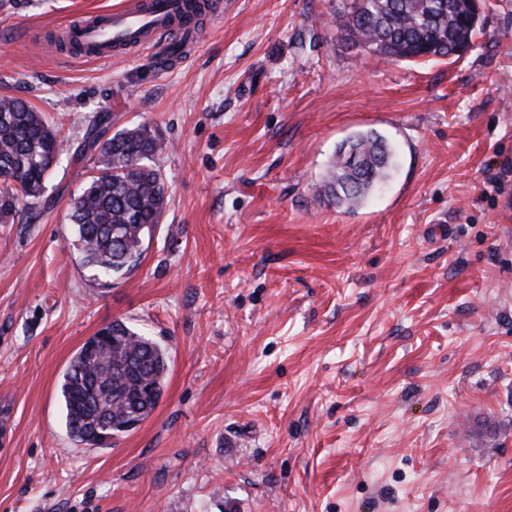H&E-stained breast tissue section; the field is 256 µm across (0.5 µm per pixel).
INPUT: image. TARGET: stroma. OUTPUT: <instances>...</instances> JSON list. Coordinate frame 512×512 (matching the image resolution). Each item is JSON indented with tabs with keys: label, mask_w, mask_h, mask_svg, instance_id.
Masks as SVG:
<instances>
[{
	"label": "stroma",
	"mask_w": 512,
	"mask_h": 512,
	"mask_svg": "<svg viewBox=\"0 0 512 512\" xmlns=\"http://www.w3.org/2000/svg\"><path fill=\"white\" fill-rule=\"evenodd\" d=\"M123 2L0 0V95L67 146L40 218L0 224V512H512V0L452 64L368 54L343 0H208L165 69L55 41ZM97 112L166 142V208L109 281L67 249ZM368 130L387 180L320 196ZM115 320L166 349L164 390L85 446L60 382Z\"/></svg>",
	"instance_id": "1"
}]
</instances>
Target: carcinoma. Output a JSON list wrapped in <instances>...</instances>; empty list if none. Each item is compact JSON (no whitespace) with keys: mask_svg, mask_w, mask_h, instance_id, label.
Instances as JSON below:
<instances>
[{"mask_svg":"<svg viewBox=\"0 0 512 512\" xmlns=\"http://www.w3.org/2000/svg\"><path fill=\"white\" fill-rule=\"evenodd\" d=\"M337 27L355 45L392 60L454 59L471 47L475 28L467 0H349ZM81 152L94 155L96 175L71 199L72 248L80 263L110 279L135 266L147 235L159 224L167 200L160 170L146 164L165 141L146 125L104 140L112 115L91 117ZM63 151L59 130L26 100L0 96V224L14 223L23 210L34 214ZM394 153L376 133L342 143L319 191L354 207L385 180ZM69 363L61 385L70 437L104 446L125 424L142 422L155 410L168 370L166 351L152 338L121 321L100 329Z\"/></svg>","mask_w":512,"mask_h":512,"instance_id":"cac0c4a2","label":"carcinoma"}]
</instances>
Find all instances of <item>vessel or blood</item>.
I'll return each instance as SVG.
<instances>
[{
	"mask_svg": "<svg viewBox=\"0 0 512 512\" xmlns=\"http://www.w3.org/2000/svg\"><path fill=\"white\" fill-rule=\"evenodd\" d=\"M185 10L186 0H129L127 7L105 12L103 21L96 24L90 17H76L66 31L92 45L110 38L127 39L131 42L130 52L149 48L156 59L162 60L168 58L173 46L192 47L200 36L199 26L189 22L173 27V19Z\"/></svg>",
	"mask_w": 512,
	"mask_h": 512,
	"instance_id": "vessel-or-blood-1",
	"label": "vessel or blood"
}]
</instances>
